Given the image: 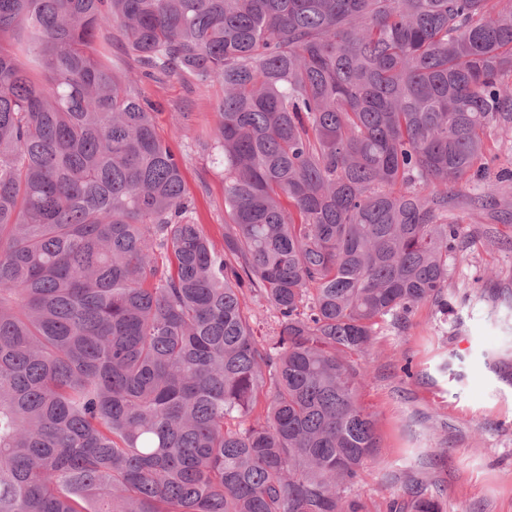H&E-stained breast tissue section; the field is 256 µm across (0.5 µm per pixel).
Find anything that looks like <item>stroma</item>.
<instances>
[{
    "mask_svg": "<svg viewBox=\"0 0 512 512\" xmlns=\"http://www.w3.org/2000/svg\"><path fill=\"white\" fill-rule=\"evenodd\" d=\"M139 84L181 159L196 223L223 243L224 170L212 141L218 89L180 76ZM182 123L191 136L181 135ZM453 218L464 245L448 255L446 307L424 303L405 327L383 325L360 359L379 448L348 494L368 512H389L410 475L442 497L444 512H512V384L490 364L512 358V218L463 203Z\"/></svg>",
    "mask_w": 512,
    "mask_h": 512,
    "instance_id": "obj_1",
    "label": "stroma"
}]
</instances>
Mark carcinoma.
<instances>
[{
  "label": "carcinoma",
  "mask_w": 512,
  "mask_h": 512,
  "mask_svg": "<svg viewBox=\"0 0 512 512\" xmlns=\"http://www.w3.org/2000/svg\"><path fill=\"white\" fill-rule=\"evenodd\" d=\"M499 2L0 0V512H366L352 356L444 301L459 200L512 215L466 194L512 140ZM113 35L221 88L224 251ZM249 310L252 315H256L255 332L259 337L269 336L274 325L273 313L269 310L266 302L263 300H255L248 304Z\"/></svg>",
  "instance_id": "obj_1"
}]
</instances>
